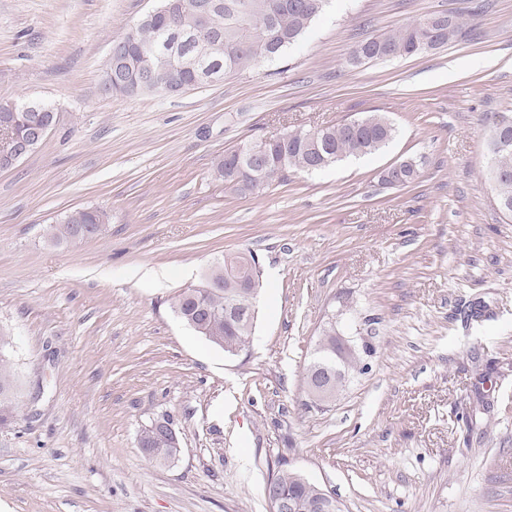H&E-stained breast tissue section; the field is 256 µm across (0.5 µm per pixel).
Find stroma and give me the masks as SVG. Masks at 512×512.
<instances>
[{
  "label": "stroma",
  "mask_w": 512,
  "mask_h": 512,
  "mask_svg": "<svg viewBox=\"0 0 512 512\" xmlns=\"http://www.w3.org/2000/svg\"><path fill=\"white\" fill-rule=\"evenodd\" d=\"M157 0H0V103L44 102L51 133L0 169V328L15 418L0 425V512H271L290 468L344 512H512V216L486 179L492 117L512 115V0H331L277 62L178 95L100 90L114 40ZM431 12L447 46L351 64L365 36ZM368 112L381 152L240 197L225 150ZM421 160L419 178L381 171ZM74 208L104 234L55 244ZM264 288L230 356L174 313L226 254ZM371 344L364 373L314 407L324 329ZM474 411L472 428L457 416ZM169 416L173 463L138 443ZM419 165L416 158L401 159L383 171L381 181L393 186H407L418 178L420 172Z\"/></svg>",
  "instance_id": "stroma-1"
}]
</instances>
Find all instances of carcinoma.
Segmentation results:
<instances>
[{
    "mask_svg": "<svg viewBox=\"0 0 512 512\" xmlns=\"http://www.w3.org/2000/svg\"><path fill=\"white\" fill-rule=\"evenodd\" d=\"M172 5L166 14L144 15L130 26L119 41L129 45H151L165 38L174 26L193 29L199 22L195 14L196 0H167ZM223 6L205 23V35L215 37L213 55L218 59L223 74L228 75L261 61L281 58L289 47L296 44L311 25L325 11L327 0H249L252 12L242 19L237 11L241 0H221ZM460 20L448 13H432L397 30L371 34L351 49L354 62L410 57L439 49L462 34ZM167 39V38H165ZM171 50L168 70L155 80L129 90L117 83L118 73L112 63L106 62L102 71V89L112 88L115 96L133 97L166 91L176 85L186 90L195 88L192 70L186 65L190 51L187 42L175 43L167 39ZM397 135V128L387 115L371 112L360 118L359 126L345 120L326 126L317 132L297 130L288 134V142H269L264 145V186L287 179L290 171L319 170L329 167L345 157L365 156L384 149ZM248 164L234 150L224 152L213 166V177L240 196L258 193L256 185L239 178L238 167ZM493 166L498 171L496 191L512 200V147L494 155ZM419 162L404 158L383 171L381 181L393 186H407L419 176ZM107 215L97 209H73L61 218V223L49 227L51 239L56 243L78 242L102 234L106 230ZM261 279L255 287L239 288L233 280L222 278L211 281L204 278L199 288L182 290L173 302L181 308L195 300L208 306L212 317L206 330L200 332L209 343L226 351L243 350L249 343L253 323H248L229 308V303L246 302L252 294L260 293ZM13 346L9 334L0 331V424L5 422L17 406L16 385L8 368V353ZM321 364H330L339 371L335 390H340L349 371L363 372L367 365L361 358H341L336 350V326L326 330L323 344L308 370ZM140 444L155 461L161 462L174 455L178 448L167 441L159 426H147L140 432ZM278 489L294 495L295 512H317L323 489L293 470H282L272 478L264 490Z\"/></svg>",
    "mask_w": 512,
    "mask_h": 512,
    "instance_id": "carcinoma-1",
    "label": "carcinoma"
}]
</instances>
